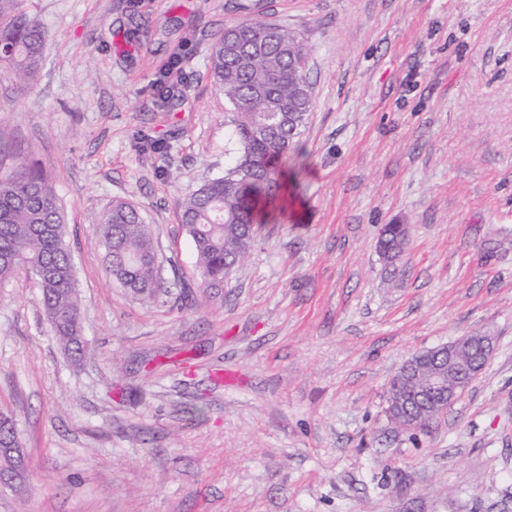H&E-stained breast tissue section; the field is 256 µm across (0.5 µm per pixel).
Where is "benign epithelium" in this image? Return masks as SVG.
I'll return each mask as SVG.
<instances>
[{
    "instance_id": "1",
    "label": "benign epithelium",
    "mask_w": 512,
    "mask_h": 512,
    "mask_svg": "<svg viewBox=\"0 0 512 512\" xmlns=\"http://www.w3.org/2000/svg\"><path fill=\"white\" fill-rule=\"evenodd\" d=\"M476 342L486 350L492 347V340L488 336H467L459 343L435 348L437 355L433 359L418 356L409 359V375L413 376L417 385L399 388L397 408L406 418L404 428H414L416 418L424 414L419 404L425 394L440 396L439 408L443 411L470 383L474 361L460 347Z\"/></svg>"
}]
</instances>
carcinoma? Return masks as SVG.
I'll return each instance as SVG.
<instances>
[{
  "mask_svg": "<svg viewBox=\"0 0 512 512\" xmlns=\"http://www.w3.org/2000/svg\"><path fill=\"white\" fill-rule=\"evenodd\" d=\"M49 37L44 24L0 6V72L20 88L37 70ZM208 61L228 104L238 144L224 175L184 202L182 224L193 239L204 298L218 302L224 279L247 257L266 206L280 193L282 163L295 151L311 99L302 36L259 18L227 27L211 44ZM106 271L133 294L151 299L161 287L152 226L128 202L99 220ZM403 224H387L378 252L392 263L405 247ZM64 214L41 169L20 157L0 173V282L18 268L36 276L51 332L75 360L86 355L75 270L64 245Z\"/></svg>",
  "mask_w": 512,
  "mask_h": 512,
  "instance_id": "carcinoma-1",
  "label": "carcinoma"
}]
</instances>
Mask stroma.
<instances>
[{
	"label": "stroma",
	"mask_w": 512,
	"mask_h": 512,
	"mask_svg": "<svg viewBox=\"0 0 512 512\" xmlns=\"http://www.w3.org/2000/svg\"><path fill=\"white\" fill-rule=\"evenodd\" d=\"M51 31L0 75V160L45 171L88 355L26 269L0 284V412L26 479L0 512H512V0H19ZM251 18L300 33L311 108L217 306L181 221L237 145L208 49ZM186 93L161 104L170 63ZM168 150L145 156L142 142ZM136 205L165 282L105 272L97 223ZM403 224L400 260L377 251ZM492 337L424 431L385 413L412 354ZM236 372L216 387L213 370Z\"/></svg>",
	"instance_id": "35a3bbf8"
}]
</instances>
